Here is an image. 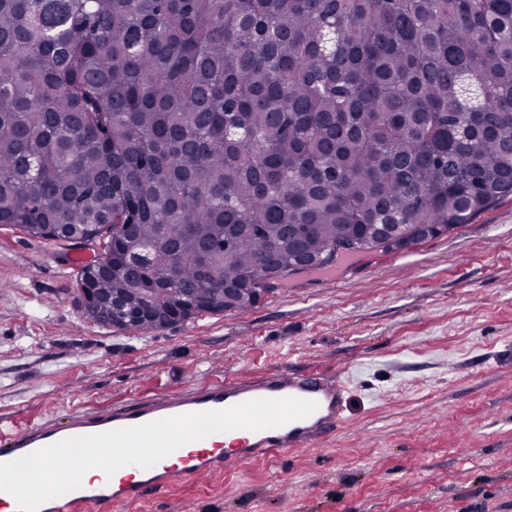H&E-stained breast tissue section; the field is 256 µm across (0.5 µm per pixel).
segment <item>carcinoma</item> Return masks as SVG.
I'll return each mask as SVG.
<instances>
[{"mask_svg":"<svg viewBox=\"0 0 512 512\" xmlns=\"http://www.w3.org/2000/svg\"><path fill=\"white\" fill-rule=\"evenodd\" d=\"M512 196V0H0V226L80 290L247 311Z\"/></svg>","mask_w":512,"mask_h":512,"instance_id":"obj_1","label":"carcinoma"}]
</instances>
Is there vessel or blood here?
<instances>
[{
  "instance_id": "1",
  "label": "vessel or blood",
  "mask_w": 512,
  "mask_h": 512,
  "mask_svg": "<svg viewBox=\"0 0 512 512\" xmlns=\"http://www.w3.org/2000/svg\"><path fill=\"white\" fill-rule=\"evenodd\" d=\"M296 397L315 401L308 417L262 431L243 430L225 445L216 432L189 442L149 468L125 465L113 480L82 482L80 487L42 502L36 512H80L92 503L115 505L139 500L170 483L207 476L274 452L313 448L342 426L350 398L345 373L328 377L320 370H279L249 379H222L147 401L73 413L65 423L44 420L0 434V462L23 457L59 441L133 427L185 413L219 410L254 399Z\"/></svg>"
}]
</instances>
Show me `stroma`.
<instances>
[{"mask_svg": "<svg viewBox=\"0 0 512 512\" xmlns=\"http://www.w3.org/2000/svg\"><path fill=\"white\" fill-rule=\"evenodd\" d=\"M68 243L0 228V428L238 373L349 367L322 449L83 512H512V197L462 228L149 333L80 310Z\"/></svg>", "mask_w": 512, "mask_h": 512, "instance_id": "obj_1", "label": "stroma"}]
</instances>
